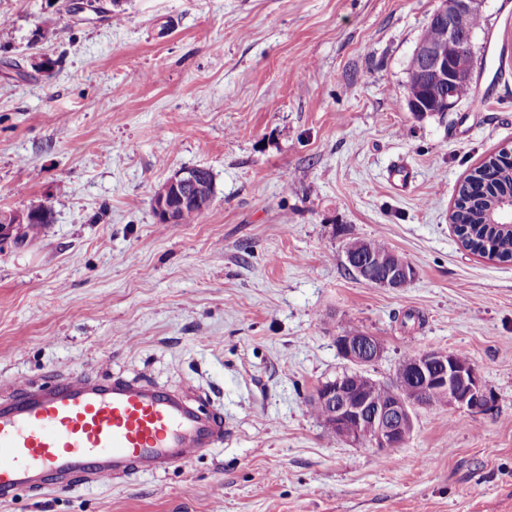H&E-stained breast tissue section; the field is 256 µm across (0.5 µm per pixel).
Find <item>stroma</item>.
<instances>
[{
	"label": "stroma",
	"mask_w": 512,
	"mask_h": 512,
	"mask_svg": "<svg viewBox=\"0 0 512 512\" xmlns=\"http://www.w3.org/2000/svg\"><path fill=\"white\" fill-rule=\"evenodd\" d=\"M67 3L0 0V211L55 203L36 241L0 245V391L139 377L209 394L224 444L0 512H512V262L448 221L512 147V0H482L473 97L424 116L405 85L435 0H114L119 21L91 23ZM192 167L209 207L158 223L156 190ZM351 237L415 280L356 277ZM350 332L383 342L379 382L408 350L466 352L493 407L417 409L392 465L329 439L307 399ZM372 252L374 255L385 257L399 254L391 250L387 244L378 240H365L359 238L348 239L344 245L346 255ZM397 256L393 259L374 257L373 255L362 254L360 256L347 257L349 269L359 278L374 282L381 288L398 290L405 288L416 277V269L410 263L401 260Z\"/></svg>",
	"instance_id": "obj_1"
}]
</instances>
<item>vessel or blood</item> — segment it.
Masks as SVG:
<instances>
[{
  "instance_id": "obj_1",
  "label": "vessel or blood",
  "mask_w": 512,
  "mask_h": 512,
  "mask_svg": "<svg viewBox=\"0 0 512 512\" xmlns=\"http://www.w3.org/2000/svg\"><path fill=\"white\" fill-rule=\"evenodd\" d=\"M224 442L221 410L138 378L73 375L0 398V501L48 482L153 475Z\"/></svg>"
}]
</instances>
